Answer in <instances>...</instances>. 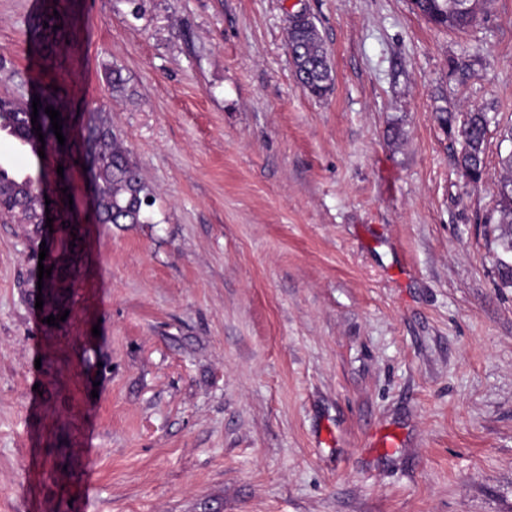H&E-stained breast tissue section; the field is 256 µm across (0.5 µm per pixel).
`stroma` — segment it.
Listing matches in <instances>:
<instances>
[{
  "mask_svg": "<svg viewBox=\"0 0 512 512\" xmlns=\"http://www.w3.org/2000/svg\"><path fill=\"white\" fill-rule=\"evenodd\" d=\"M40 2L0 0V97L53 91L69 130L44 158L0 133L53 220L0 219V512H512V0L465 32L411 0ZM101 105L147 223L96 221ZM477 106L474 185L436 115ZM288 48L299 86L308 94L322 98L331 92V61L323 47L319 30L312 19L290 21ZM497 181V202L492 216L499 234L501 254L496 257V271L503 288L512 287V150L501 158Z\"/></svg>",
  "mask_w": 512,
  "mask_h": 512,
  "instance_id": "obj_1",
  "label": "stroma"
}]
</instances>
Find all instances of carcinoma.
<instances>
[{
	"instance_id": "carcinoma-1",
	"label": "carcinoma",
	"mask_w": 512,
	"mask_h": 512,
	"mask_svg": "<svg viewBox=\"0 0 512 512\" xmlns=\"http://www.w3.org/2000/svg\"><path fill=\"white\" fill-rule=\"evenodd\" d=\"M420 14L435 25L464 30L478 18L483 0H469L470 9L448 12V0H413ZM288 48L299 86L308 94L322 98L331 92V61L323 47L316 24L311 19L289 22ZM491 123L489 113L480 109L469 112L457 136L461 149L456 163L465 179L479 183L485 175V150ZM0 131L23 143H31L34 134L27 120L25 102L11 99L0 107ZM88 170L96 189V209L105 224H142L147 221L148 199L152 194L144 182L138 164L107 120L89 130L86 142ZM0 193L9 209L7 216L28 222L40 209L35 181L30 176L17 177L0 166ZM499 231L501 254L496 257V271L501 286L512 287V151L501 158L497 181V202L492 216Z\"/></svg>"
}]
</instances>
